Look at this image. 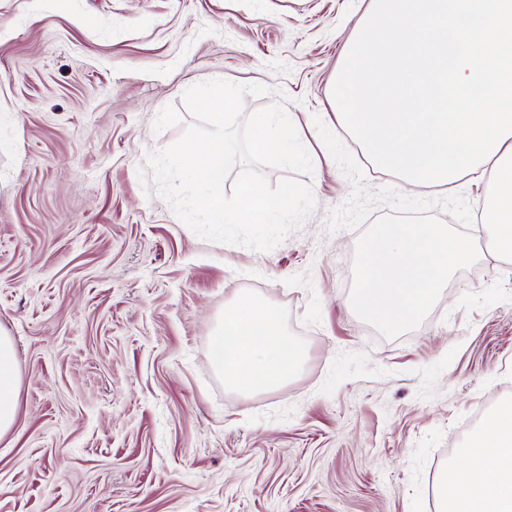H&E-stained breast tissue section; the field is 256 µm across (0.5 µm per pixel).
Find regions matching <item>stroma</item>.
Segmentation results:
<instances>
[{
    "label": "stroma",
    "mask_w": 512,
    "mask_h": 512,
    "mask_svg": "<svg viewBox=\"0 0 512 512\" xmlns=\"http://www.w3.org/2000/svg\"><path fill=\"white\" fill-rule=\"evenodd\" d=\"M370 0H0V330L21 386L0 512H436V486L512 400V261L485 246L416 329L353 311L360 228L319 140ZM259 83L285 107L317 208L260 252L196 236L137 168L177 141L183 94ZM277 306L307 357L284 387L226 389L224 304Z\"/></svg>",
    "instance_id": "obj_1"
}]
</instances>
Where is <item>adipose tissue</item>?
<instances>
[{
	"instance_id": "1",
	"label": "adipose tissue",
	"mask_w": 512,
	"mask_h": 512,
	"mask_svg": "<svg viewBox=\"0 0 512 512\" xmlns=\"http://www.w3.org/2000/svg\"><path fill=\"white\" fill-rule=\"evenodd\" d=\"M214 361L226 387L240 392L280 387L299 370L304 350L292 339L280 311L252 296L224 308L213 337ZM19 375L12 341L0 330V434L17 414ZM438 512H512V404L490 413L438 484Z\"/></svg>"
}]
</instances>
